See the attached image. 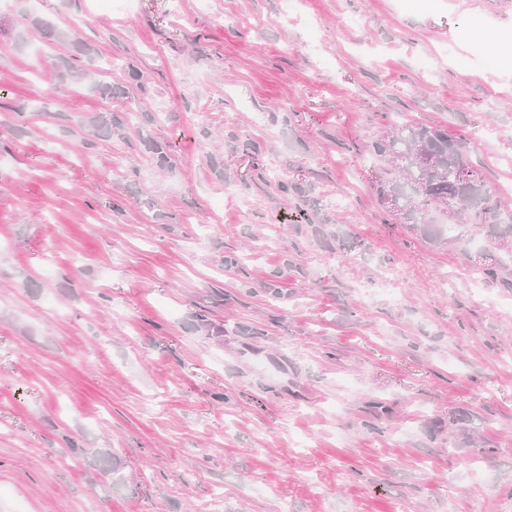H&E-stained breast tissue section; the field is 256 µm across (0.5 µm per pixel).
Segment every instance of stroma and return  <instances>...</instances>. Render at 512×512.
I'll return each instance as SVG.
<instances>
[{"label": "stroma", "mask_w": 512, "mask_h": 512, "mask_svg": "<svg viewBox=\"0 0 512 512\" xmlns=\"http://www.w3.org/2000/svg\"><path fill=\"white\" fill-rule=\"evenodd\" d=\"M135 2L0 0V512H512L508 290L366 148L446 127L512 214V0ZM35 18L127 95L54 81ZM85 126L92 128L94 135L99 138H112L126 128V123L122 115L112 113V111L95 112L87 118ZM473 421L472 415L464 410L458 411L452 420L456 426V440L454 441V448H458V444L463 447H476L477 442L472 436L471 423Z\"/></svg>", "instance_id": "35a3bbf8"}]
</instances>
